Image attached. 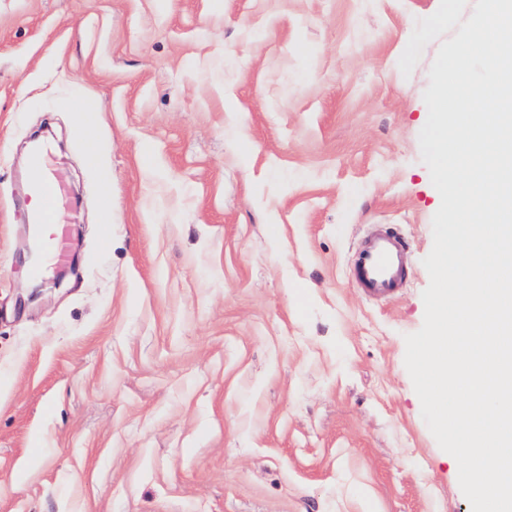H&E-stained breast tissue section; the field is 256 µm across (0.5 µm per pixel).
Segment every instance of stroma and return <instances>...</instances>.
Masks as SVG:
<instances>
[{
    "label": "stroma",
    "instance_id": "35a3bbf8",
    "mask_svg": "<svg viewBox=\"0 0 512 512\" xmlns=\"http://www.w3.org/2000/svg\"><path fill=\"white\" fill-rule=\"evenodd\" d=\"M159 2L0 0V512H472L404 363L440 43L398 62L440 0ZM37 131L70 242L38 281ZM405 252L406 243L399 235L378 230L355 262L357 287L370 296L393 293L405 277Z\"/></svg>",
    "mask_w": 512,
    "mask_h": 512
}]
</instances>
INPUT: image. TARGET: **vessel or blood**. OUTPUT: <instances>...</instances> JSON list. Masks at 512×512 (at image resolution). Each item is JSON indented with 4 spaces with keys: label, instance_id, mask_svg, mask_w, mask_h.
I'll list each match as a JSON object with an SVG mask.
<instances>
[{
    "label": "vessel or blood",
    "instance_id": "1",
    "mask_svg": "<svg viewBox=\"0 0 512 512\" xmlns=\"http://www.w3.org/2000/svg\"><path fill=\"white\" fill-rule=\"evenodd\" d=\"M32 168V190L38 194L41 203L29 213L28 222L40 233L41 252L58 264L67 255L66 239L59 232L47 233L46 228L59 222L60 190L45 173V162L41 153H34ZM405 252L406 243L399 235L377 231L355 262L353 278L358 288L370 296L393 293L405 276Z\"/></svg>",
    "mask_w": 512,
    "mask_h": 512
}]
</instances>
